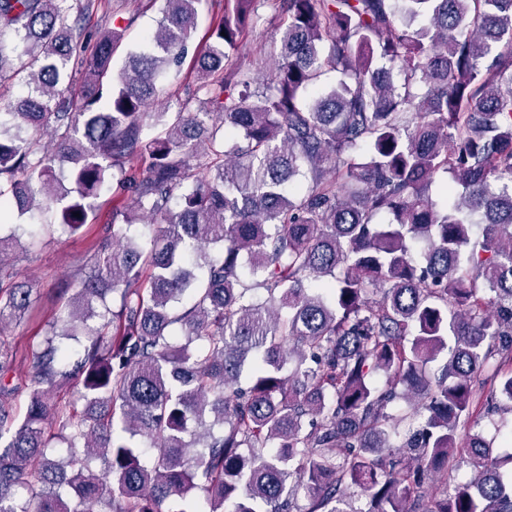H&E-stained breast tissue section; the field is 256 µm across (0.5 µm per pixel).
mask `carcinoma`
<instances>
[{"label": "carcinoma", "instance_id": "obj_1", "mask_svg": "<svg viewBox=\"0 0 512 512\" xmlns=\"http://www.w3.org/2000/svg\"><path fill=\"white\" fill-rule=\"evenodd\" d=\"M92 2L0 0V88L28 89L0 222L132 200L25 349L22 416L0 339V512H512L481 426L512 413V0H224L200 110L152 114L202 0L117 71L123 28L78 49ZM266 22L261 79L237 50ZM13 240L0 329L32 313Z\"/></svg>", "mask_w": 512, "mask_h": 512}]
</instances>
